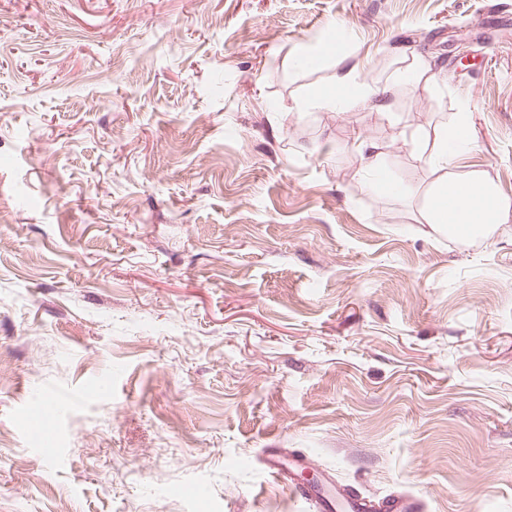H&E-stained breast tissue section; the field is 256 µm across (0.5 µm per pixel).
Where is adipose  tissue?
<instances>
[{"instance_id": "obj_1", "label": "adipose tissue", "mask_w": 512, "mask_h": 512, "mask_svg": "<svg viewBox=\"0 0 512 512\" xmlns=\"http://www.w3.org/2000/svg\"><path fill=\"white\" fill-rule=\"evenodd\" d=\"M441 68L435 58L413 56L411 61L396 68L389 83L380 87L359 80L358 69L344 54L336 56V71L330 88L320 94L317 107L332 111L336 106L391 111L396 86L421 82L437 83ZM471 138L467 112H459L452 129L432 127L415 142L421 158L432 175L428 184L400 183L390 186L385 143L362 138L356 144L361 158L359 174L375 192L395 196L422 197L416 221L428 225L431 231L447 232L464 238L484 234L496 224L512 222V200L501 196L485 172L461 170L456 159Z\"/></svg>"}]
</instances>
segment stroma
<instances>
[{
    "label": "stroma",
    "instance_id": "stroma-1",
    "mask_svg": "<svg viewBox=\"0 0 512 512\" xmlns=\"http://www.w3.org/2000/svg\"><path fill=\"white\" fill-rule=\"evenodd\" d=\"M512 0H0V512H308L264 472L512 512V223L466 239L359 179L468 105L512 199ZM392 114L303 110L329 30ZM466 44L469 61L448 54ZM261 464L278 481L285 482L288 479V491L298 501L307 506L313 505L318 512H334L336 509V486L333 483L328 481L331 491L325 493L312 485L297 483L293 479V471H302L312 464L308 456L294 454L288 448H264ZM287 470L288 475L285 473Z\"/></svg>",
    "mask_w": 512,
    "mask_h": 512
}]
</instances>
